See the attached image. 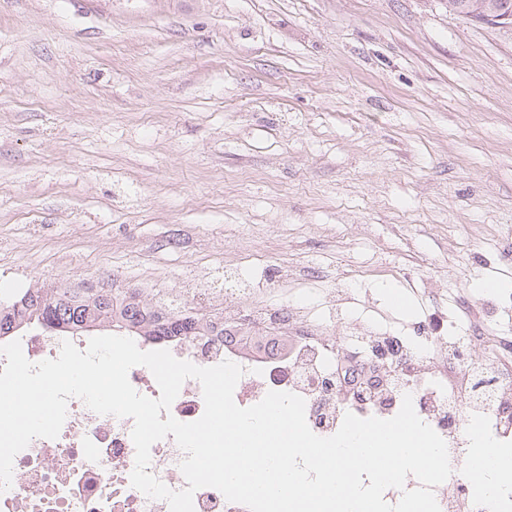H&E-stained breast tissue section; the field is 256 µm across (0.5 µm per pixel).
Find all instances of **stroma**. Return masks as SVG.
I'll list each match as a JSON object with an SVG mask.
<instances>
[{
    "instance_id": "stroma-1",
    "label": "stroma",
    "mask_w": 512,
    "mask_h": 512,
    "mask_svg": "<svg viewBox=\"0 0 512 512\" xmlns=\"http://www.w3.org/2000/svg\"><path fill=\"white\" fill-rule=\"evenodd\" d=\"M274 265L267 305L512 338V29L446 0H0V300Z\"/></svg>"
}]
</instances>
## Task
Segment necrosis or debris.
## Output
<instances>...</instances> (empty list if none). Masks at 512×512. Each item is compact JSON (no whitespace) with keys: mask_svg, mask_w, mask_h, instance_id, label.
Returning <instances> with one entry per match:
<instances>
[{"mask_svg":"<svg viewBox=\"0 0 512 512\" xmlns=\"http://www.w3.org/2000/svg\"><path fill=\"white\" fill-rule=\"evenodd\" d=\"M212 322L208 335L168 338L150 347L198 366L225 360L240 365L244 374L234 401L241 407L258 403L271 390L303 397L307 424L321 437L335 434L348 412L392 418L404 395H411L417 415L448 447L453 472L434 489L440 512H452L456 501L467 503L470 512H487L483 499H472L460 463L475 431L512 442V374L474 360L479 351L499 355L500 337L476 328L447 338L424 320L405 338L368 322L335 337L301 305H244L230 298ZM245 324L255 327L257 336L239 335ZM66 340L83 350L89 338L42 330L20 337L33 363L57 358ZM132 428V419L100 415L81 399H70L59 436L34 439L16 455L12 485L0 492V512H170L167 501L131 485ZM184 457L174 438L166 437L153 444L149 471L171 490H182Z\"/></svg>","mask_w":512,"mask_h":512,"instance_id":"4bbe7bcc","label":"necrosis or debris"}]
</instances>
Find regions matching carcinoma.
I'll return each mask as SVG.
<instances>
[{"mask_svg":"<svg viewBox=\"0 0 512 512\" xmlns=\"http://www.w3.org/2000/svg\"><path fill=\"white\" fill-rule=\"evenodd\" d=\"M27 318L41 326L52 320L63 328H80L86 324H108L119 328H137L136 334L153 340L171 336H195L206 328L207 321L195 315L173 312L161 314L145 309L140 292L128 289L121 297L112 296L107 288L60 287L50 291L27 289L7 303H0V336L11 329L13 319Z\"/></svg>","mask_w":512,"mask_h":512,"instance_id":"cac0c4a2","label":"carcinoma"}]
</instances>
